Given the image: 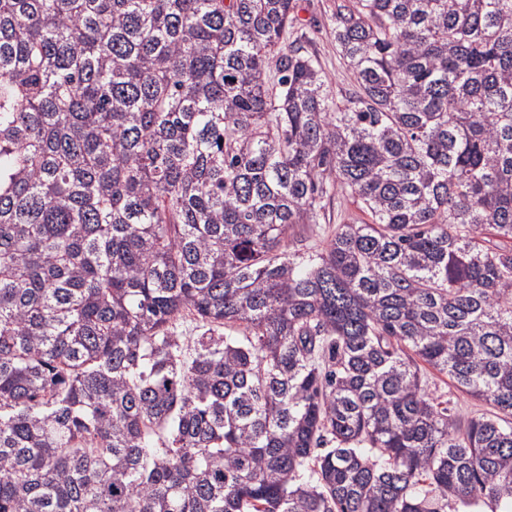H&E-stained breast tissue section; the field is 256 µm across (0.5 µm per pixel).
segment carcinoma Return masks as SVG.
<instances>
[{
    "label": "carcinoma",
    "mask_w": 512,
    "mask_h": 512,
    "mask_svg": "<svg viewBox=\"0 0 512 512\" xmlns=\"http://www.w3.org/2000/svg\"><path fill=\"white\" fill-rule=\"evenodd\" d=\"M297 22L0 0V512H512V0ZM296 1L299 24L293 29L290 40H297L316 57L329 77L332 93L341 99L353 88L355 79L340 56L332 33L336 0ZM356 212H358L356 205L352 203L351 199L340 197L336 200L335 198L333 204L327 209L326 224H317L306 229V235L310 236L308 240L310 243H320L326 236L327 231L334 227V224H339L337 216L341 213L355 214ZM428 389L435 397L450 401L448 407L451 413L462 421L471 417H480L482 414L491 416L496 412L492 406L485 402L460 394L446 376L434 371L428 373Z\"/></svg>",
    "instance_id": "obj_1"
}]
</instances>
